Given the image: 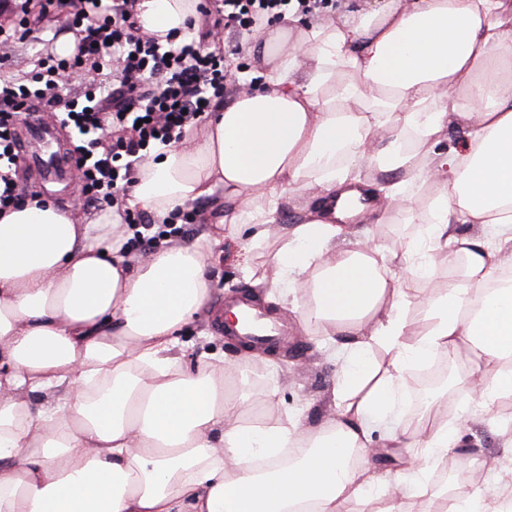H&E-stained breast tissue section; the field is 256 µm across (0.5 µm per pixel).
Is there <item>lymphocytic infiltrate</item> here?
Masks as SVG:
<instances>
[{
    "instance_id": "obj_1",
    "label": "lymphocytic infiltrate",
    "mask_w": 512,
    "mask_h": 512,
    "mask_svg": "<svg viewBox=\"0 0 512 512\" xmlns=\"http://www.w3.org/2000/svg\"><path fill=\"white\" fill-rule=\"evenodd\" d=\"M331 0H199L183 28L159 38L142 32L137 0H40L41 15L65 19L80 35L73 54L39 52L28 0H12V27H0V213L42 206L40 192L13 178L18 165L16 121L36 111L52 113L70 127V158L81 175L83 203L117 210L138 225L132 237L143 252L158 248L147 234L149 215L129 203L136 164L154 147L182 143L188 130L236 85L241 42L221 48L225 33H252L287 14L325 13ZM32 44V67L4 73L17 48Z\"/></svg>"
}]
</instances>
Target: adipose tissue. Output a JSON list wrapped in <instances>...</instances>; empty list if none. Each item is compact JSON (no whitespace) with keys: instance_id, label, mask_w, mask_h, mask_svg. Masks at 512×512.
I'll list each match as a JSON object with an SVG mask.
<instances>
[{"instance_id":"1","label":"adipose tissue","mask_w":512,"mask_h":512,"mask_svg":"<svg viewBox=\"0 0 512 512\" xmlns=\"http://www.w3.org/2000/svg\"><path fill=\"white\" fill-rule=\"evenodd\" d=\"M195 4L140 0L139 22L163 36ZM257 39L239 75L256 89L136 174L131 202L153 223L215 207L193 241L127 252L111 214L71 205L0 217V512H407L408 489L444 498L436 466L458 432L436 400L438 424L384 426L414 454L375 493L372 420L399 415L410 370L464 346L476 365L459 392L481 409L512 398V0H344L333 19ZM359 198L418 225L403 271L347 239L341 208ZM227 238L248 253L277 239L265 282L335 345L315 426L245 425L225 396L236 364H180L177 334L207 309ZM444 252L459 280L416 304L414 328L415 283Z\"/></svg>"}]
</instances>
